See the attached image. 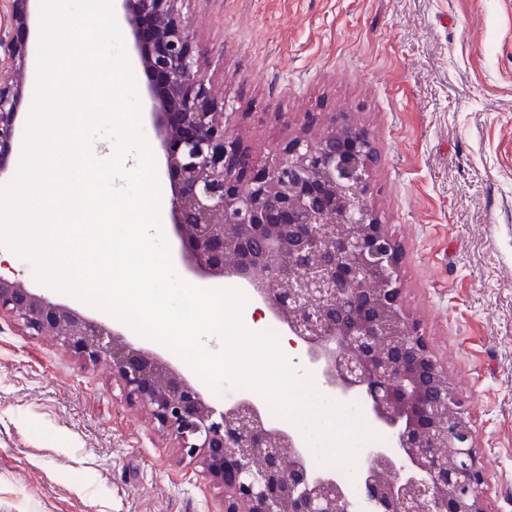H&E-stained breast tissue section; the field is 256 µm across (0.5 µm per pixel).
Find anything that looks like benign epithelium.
I'll return each instance as SVG.
<instances>
[{"mask_svg":"<svg viewBox=\"0 0 512 512\" xmlns=\"http://www.w3.org/2000/svg\"><path fill=\"white\" fill-rule=\"evenodd\" d=\"M26 28L36 0H6ZM152 85L153 124L173 186V234L189 274L247 288L304 348L341 401L360 399L394 447L366 450L370 512H484L485 478L463 403L405 316L397 249L370 208L377 154L342 115L315 141L272 163L243 151L210 97L180 0H122ZM0 26V176L24 127L28 47ZM53 336L84 363L109 359L126 398L142 405L181 457L224 487V512H350L336 473L312 476L298 439L269 429L242 397L217 409L183 376L72 308L0 275V318Z\"/></svg>","mask_w":512,"mask_h":512,"instance_id":"benign-epithelium-1","label":"benign epithelium"}]
</instances>
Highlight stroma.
Returning a JSON list of instances; mask_svg holds the SVG:
<instances>
[{
  "label": "stroma",
  "instance_id": "35a3bbf8",
  "mask_svg": "<svg viewBox=\"0 0 512 512\" xmlns=\"http://www.w3.org/2000/svg\"><path fill=\"white\" fill-rule=\"evenodd\" d=\"M234 137L268 160L350 113L373 142L371 208L400 253L401 306L463 399L485 512H512V0H181ZM155 161L149 80L121 32ZM6 275L172 349L13 257ZM0 512H224V490L129 402L109 366L0 320Z\"/></svg>",
  "mask_w": 512,
  "mask_h": 512
}]
</instances>
